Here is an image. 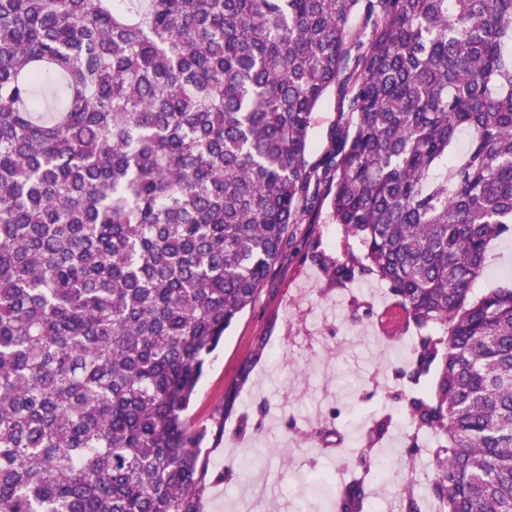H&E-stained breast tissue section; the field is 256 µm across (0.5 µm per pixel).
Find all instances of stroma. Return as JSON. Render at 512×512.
Masks as SVG:
<instances>
[{"instance_id": "1", "label": "stroma", "mask_w": 512, "mask_h": 512, "mask_svg": "<svg viewBox=\"0 0 512 512\" xmlns=\"http://www.w3.org/2000/svg\"><path fill=\"white\" fill-rule=\"evenodd\" d=\"M350 119L336 93L328 92L314 114L309 163L318 162L336 126ZM313 239L332 255L342 252L339 229L326 211L290 225L275 269L209 357L196 388L189 416L207 430L202 448L210 480L201 512H232L231 502L257 481L264 497L253 503V512H295L299 491L307 512H336L332 498L310 487V478L327 475L337 487L348 481L356 463L355 436L396 409L391 396L405 388L398 372L407 366L403 356L415 327L385 336L377 318L395 300L377 280L352 284L373 290L370 308L343 302L341 287L304 257ZM262 336L269 339L264 356L232 410H225L224 396ZM401 434L391 428L374 450L373 462L397 467L389 482L375 484L374 512H392L407 475L423 481L432 471L429 450L409 456Z\"/></svg>"}]
</instances>
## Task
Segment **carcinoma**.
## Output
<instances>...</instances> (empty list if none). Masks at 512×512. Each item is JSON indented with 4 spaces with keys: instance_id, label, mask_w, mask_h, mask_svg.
Returning a JSON list of instances; mask_svg holds the SVG:
<instances>
[{
    "instance_id": "1",
    "label": "carcinoma",
    "mask_w": 512,
    "mask_h": 512,
    "mask_svg": "<svg viewBox=\"0 0 512 512\" xmlns=\"http://www.w3.org/2000/svg\"><path fill=\"white\" fill-rule=\"evenodd\" d=\"M323 207L343 256L306 258L418 331L403 512H512V286L474 292L512 236V0H0V512H201L195 388ZM352 116L347 106L338 101L336 90L331 89L320 102L310 130V146L307 160L315 164L328 150L337 125H346Z\"/></svg>"
}]
</instances>
